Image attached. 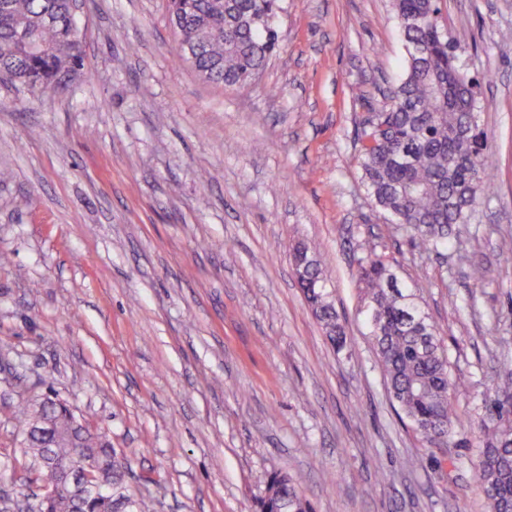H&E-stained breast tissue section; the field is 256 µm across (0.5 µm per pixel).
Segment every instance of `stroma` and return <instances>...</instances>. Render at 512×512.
I'll return each mask as SVG.
<instances>
[{"label": "stroma", "instance_id": "35a3bbf8", "mask_svg": "<svg viewBox=\"0 0 512 512\" xmlns=\"http://www.w3.org/2000/svg\"><path fill=\"white\" fill-rule=\"evenodd\" d=\"M280 48L227 89L180 58L168 0H88L83 65L0 79V497L39 493L11 407L54 387L132 460L154 512H254L288 473L313 512H485L477 463L512 394V0H442L469 33L493 188L448 249L376 208L369 103L404 77L393 0H280ZM323 266L332 346L294 275ZM393 262L461 383L433 458L392 401L358 263Z\"/></svg>", "mask_w": 512, "mask_h": 512}]
</instances>
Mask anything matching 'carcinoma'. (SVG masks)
Here are the masks:
<instances>
[{"label":"carcinoma","instance_id":"cac0c4a2","mask_svg":"<svg viewBox=\"0 0 512 512\" xmlns=\"http://www.w3.org/2000/svg\"><path fill=\"white\" fill-rule=\"evenodd\" d=\"M181 34L193 42L192 60L208 80L241 87L260 72L278 46L276 13L266 0H174ZM408 47L405 78L389 102L376 105L378 121L361 128L359 163L375 205L414 233L432 251L448 246V227L466 224L481 196L492 188L491 146L465 129L476 125L473 85L452 82L460 67L457 50L466 34L442 35L437 0H394ZM75 21L71 0H0V76L31 89H46L79 66V47L70 40ZM18 28L29 29L47 47L41 56L19 45ZM359 281L378 363L388 390L413 426L429 430L426 441L446 448L453 438L455 404L448 360L436 327L417 294L399 285L391 266L377 254L361 260ZM300 287L329 339L344 332L330 300L317 258ZM57 394L19 403L13 412L22 431L21 452L42 475L101 462L111 466L100 478L112 483L102 494L92 488L77 497L65 486L42 498L36 512H152L151 501L124 483L130 462L107 436L94 432L57 404ZM49 426L37 431L34 421ZM479 482L490 512H512V438L495 434L479 460ZM258 512H311L291 477L277 473L267 483Z\"/></svg>","mask_w":512,"mask_h":512}]
</instances>
